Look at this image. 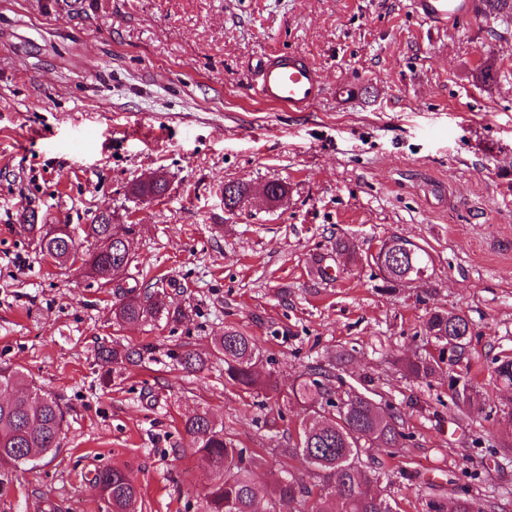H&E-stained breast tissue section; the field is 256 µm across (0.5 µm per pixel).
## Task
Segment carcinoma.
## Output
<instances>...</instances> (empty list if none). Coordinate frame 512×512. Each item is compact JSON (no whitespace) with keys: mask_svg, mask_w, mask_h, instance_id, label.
<instances>
[{"mask_svg":"<svg viewBox=\"0 0 512 512\" xmlns=\"http://www.w3.org/2000/svg\"><path fill=\"white\" fill-rule=\"evenodd\" d=\"M224 204L233 209L248 200L249 190L239 183L224 185ZM22 228L35 236L43 256L58 264L78 263L86 276L108 285L121 281L127 270L117 266L116 251L110 243L112 233L126 237L135 233V225L119 224L113 228L104 216L82 228L85 240H93L94 248L85 252L71 251L67 241H75L69 233L55 234L56 228L44 224H24ZM382 279L390 287L403 286L417 280L420 272L429 270L430 255L417 244L393 235L381 244L373 258ZM116 324L147 323L176 319L182 308L172 306L166 289L139 292L131 287L120 294L112 310ZM470 319L462 311L433 310L425 319L422 332L438 347V353L418 357L405 366L417 380L434 376L444 366H458L470 371L471 336L460 334ZM449 346L451 361H445L444 346ZM101 354L115 365L132 363L140 356L134 349L105 346ZM212 356L224 361V382L244 392L265 388L276 390L269 379L258 375L262 355L255 339L236 328L224 329L215 338ZM496 381L512 388V356L498 359L494 369ZM455 402L469 405L474 390L462 375L449 377ZM294 398L312 412L301 423L294 444L279 449L280 454L299 458L306 465L307 478L288 473L274 479L266 495L269 512L285 503L297 505L295 512H393L390 494L380 475L371 473L364 457L371 448H387L395 454L410 434L405 431L401 415L390 404L380 406L363 392L346 390L331 383V375L315 368L292 385ZM65 421L59 403L26 379L19 369L0 368V464L26 465L38 457L57 450ZM201 466L219 473L203 494V512H258V492L253 483L256 455L238 447L215 427L207 412H197L184 423ZM94 482L100 489L109 512H137L140 492L124 470L104 467L95 471Z\"/></svg>","mask_w":512,"mask_h":512,"instance_id":"obj_1","label":"carcinoma"}]
</instances>
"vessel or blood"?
I'll return each mask as SVG.
<instances>
[{
  "instance_id": "obj_1",
  "label": "vessel or blood",
  "mask_w": 512,
  "mask_h": 512,
  "mask_svg": "<svg viewBox=\"0 0 512 512\" xmlns=\"http://www.w3.org/2000/svg\"><path fill=\"white\" fill-rule=\"evenodd\" d=\"M413 12L429 25L457 29L481 12L480 0H411ZM252 84L264 101L291 112H304L327 89L314 62L298 51L279 52L261 61Z\"/></svg>"
}]
</instances>
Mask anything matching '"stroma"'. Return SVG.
<instances>
[{"instance_id":"1","label":"stroma","mask_w":512,"mask_h":512,"mask_svg":"<svg viewBox=\"0 0 512 512\" xmlns=\"http://www.w3.org/2000/svg\"><path fill=\"white\" fill-rule=\"evenodd\" d=\"M277 50L318 66L327 93L309 111L256 95L253 67ZM342 82L356 87L344 106ZM154 172L166 192L134 195ZM273 180L288 192L268 205ZM228 182L250 191L233 210ZM29 210L75 229L105 212L135 225L122 286L163 282L186 317L114 325L118 287L45 258L20 230ZM392 235L432 266L389 290L371 254ZM340 238L359 263L337 254ZM436 307L465 312L476 331L472 407H457L447 374L403 370L427 354L421 326ZM228 327L255 338L277 391L225 384L210 351ZM111 343L140 361L103 360ZM187 350L206 365L184 370ZM506 354L512 16L437 30L409 0H0V365L24 370L68 421L56 454L0 466V512H106L93 477L107 465L127 472L142 512H202L215 476L182 426L202 410L261 455L260 489L304 475L280 449L307 415L290 387L313 365L402 416L406 447L372 451L399 512L462 489L483 506L512 503V451L499 450L512 390L491 378Z\"/></svg>"}]
</instances>
